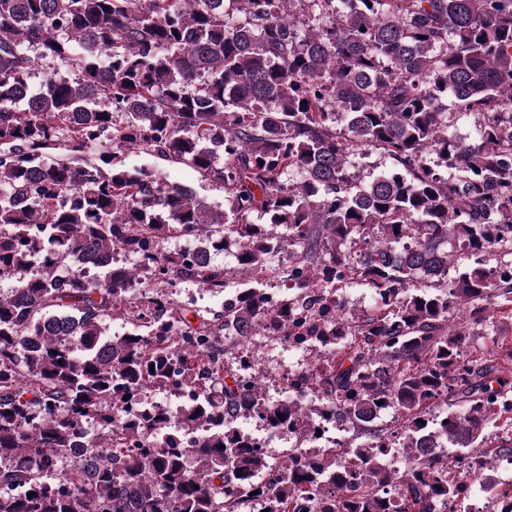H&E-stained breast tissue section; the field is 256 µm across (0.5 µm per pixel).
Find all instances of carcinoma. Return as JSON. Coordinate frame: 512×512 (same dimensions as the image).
Segmentation results:
<instances>
[{
  "label": "carcinoma",
  "mask_w": 512,
  "mask_h": 512,
  "mask_svg": "<svg viewBox=\"0 0 512 512\" xmlns=\"http://www.w3.org/2000/svg\"><path fill=\"white\" fill-rule=\"evenodd\" d=\"M43 58L58 68L35 90ZM448 96L484 116L469 142L450 132ZM505 114L512 0H0V277L22 276L0 296V512H246L255 497L270 512H307L311 500L321 512L449 505L448 472L490 464V424L512 412V378L467 347L491 313L512 319V266L492 258L512 240ZM355 146L393 169L354 179ZM131 149L224 184L227 209L127 170ZM227 224L242 273L262 278L286 252L303 291H374L367 314L336 300V349L315 370L346 420L391 414L363 431L360 465L287 459L262 483L269 461L226 434L236 413L303 432L321 415L296 398L261 407L260 377H239L228 323L283 336L303 324L267 289L245 288L218 312L149 296L138 311L166 308L169 338L105 334L129 280L224 293V268L158 246L190 229L222 250ZM117 250L141 264L81 272V256ZM58 317L73 343L55 339ZM174 357L190 382L208 373L182 421L212 430L192 449L123 447L170 420L158 408L118 424L115 410L169 384ZM434 440L465 454L381 462L384 448Z\"/></svg>",
  "instance_id": "1"
}]
</instances>
